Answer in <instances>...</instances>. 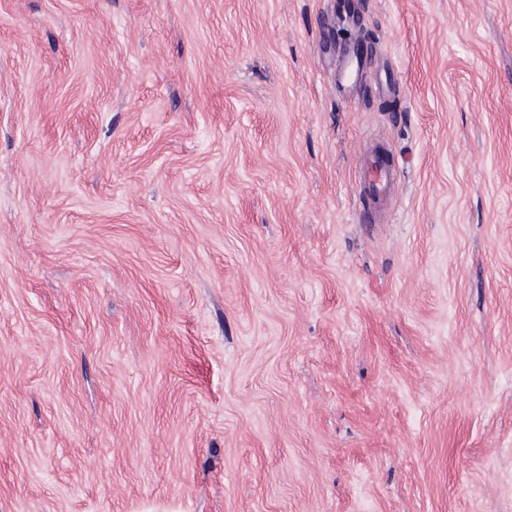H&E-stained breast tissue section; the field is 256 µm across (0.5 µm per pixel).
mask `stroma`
Instances as JSON below:
<instances>
[{
  "label": "stroma",
  "instance_id": "1",
  "mask_svg": "<svg viewBox=\"0 0 512 512\" xmlns=\"http://www.w3.org/2000/svg\"><path fill=\"white\" fill-rule=\"evenodd\" d=\"M0 512H512V0H0ZM370 163L364 170V190H369V195L376 208H382L392 196L394 182L396 180L395 169L383 162V159L371 152Z\"/></svg>",
  "mask_w": 512,
  "mask_h": 512
}]
</instances>
